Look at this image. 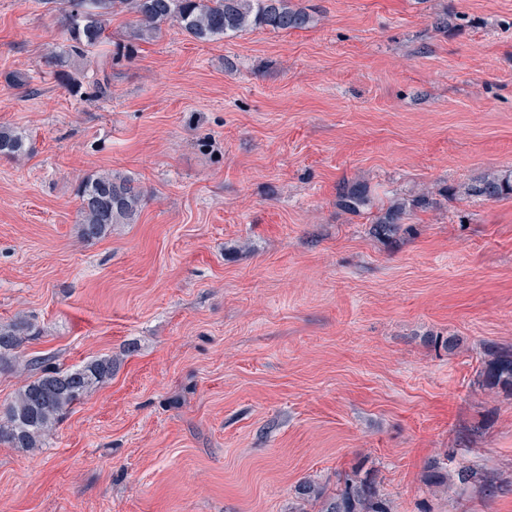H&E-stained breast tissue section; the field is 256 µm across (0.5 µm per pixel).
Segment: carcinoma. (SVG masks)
Masks as SVG:
<instances>
[{"mask_svg": "<svg viewBox=\"0 0 512 512\" xmlns=\"http://www.w3.org/2000/svg\"><path fill=\"white\" fill-rule=\"evenodd\" d=\"M62 4L63 21L69 45L59 54L45 58L44 65L55 75H65L73 57H81L104 39L111 17L125 11L136 17L128 32L129 41H149L162 26L175 24L200 42H210L250 29L273 31L305 30L314 22L309 9L295 0H46ZM26 137L0 126V157L17 159L26 155ZM435 191L425 188L410 198H378L365 183L344 181L338 185V206L349 213H367L374 233L396 235L410 212L433 205ZM453 195L466 199L499 200L512 196V170L486 172L453 189ZM78 226L85 242L104 236L114 224L136 223L144 197L135 181L117 174L91 175L79 187ZM35 334L34 324L24 318L0 322V371L12 365L16 350ZM33 372L14 399L0 409V445L11 448H41L64 413L92 393L103 378L112 374V360L95 359L82 366L62 369L51 357L27 360ZM479 383L488 388H512V347L485 350ZM457 481L464 490L489 491L497 488L494 478L461 466ZM305 512L308 504H321V512H391L374 479L358 474L344 477L339 489L325 496L322 487L305 482L298 487Z\"/></svg>", "mask_w": 512, "mask_h": 512, "instance_id": "obj_1", "label": "carcinoma"}]
</instances>
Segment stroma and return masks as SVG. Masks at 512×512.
Instances as JSON below:
<instances>
[{
    "label": "stroma",
    "mask_w": 512,
    "mask_h": 512,
    "mask_svg": "<svg viewBox=\"0 0 512 512\" xmlns=\"http://www.w3.org/2000/svg\"><path fill=\"white\" fill-rule=\"evenodd\" d=\"M299 2L308 29L167 25L112 66L121 13L58 79V13L0 0V126L29 146L0 159V322L37 328L0 404L33 356L112 361L44 447L0 445V512H293L352 472L391 512H512V391L477 381L512 345V197L390 238L336 205L512 169V0ZM108 172L141 212L87 243L76 189ZM457 481L463 490L489 491L497 489L494 478L484 472H479L468 466H461L457 470Z\"/></svg>",
    "instance_id": "35a3bbf8"
}]
</instances>
